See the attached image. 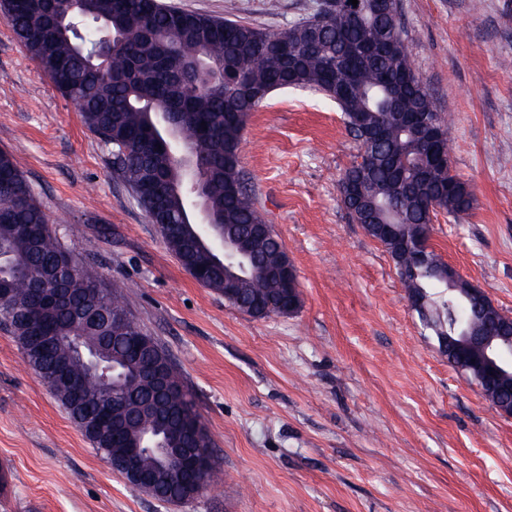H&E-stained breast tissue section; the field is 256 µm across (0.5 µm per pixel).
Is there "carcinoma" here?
<instances>
[{
  "instance_id": "1",
  "label": "carcinoma",
  "mask_w": 512,
  "mask_h": 512,
  "mask_svg": "<svg viewBox=\"0 0 512 512\" xmlns=\"http://www.w3.org/2000/svg\"><path fill=\"white\" fill-rule=\"evenodd\" d=\"M3 20L55 89L81 103L84 125L121 159L119 170L181 265L208 271L206 287L224 292V272L208 251L187 242L196 206L210 215L218 231L254 243L245 269L239 270L243 303L264 318L286 305V289L264 270L281 259L278 239H260L262 217L238 169L237 152L252 112L273 91L292 88L319 92L334 101L360 143L365 165L347 168L344 177L360 182L363 202L348 211L352 221L373 227L372 237L389 252L408 297L426 300L418 310L425 329L448 334V304L457 320H476L473 305L440 279L445 263L433 252L422 260L404 246L427 232L432 214L458 218L475 196L458 180L448 188V172L435 157L450 153L447 124L433 108L420 78L414 89L397 95L392 83L414 74L402 36L399 14L389 0H359L356 10L339 0L280 32H269L228 18L185 12L159 0H28ZM97 24L112 34V52L99 56ZM380 43L383 50L362 55L358 49ZM196 48L200 56L188 54ZM400 112H420L443 127L445 137L431 145L405 131ZM388 225L390 235L377 229ZM69 260L74 273L48 287L61 290L63 302L49 324L60 337L49 346L32 339L30 322L44 316L33 282L41 271ZM83 310L98 315L88 323ZM0 314L10 316L11 333L35 373L48 375L61 361L70 382L53 394L69 417L68 396L84 398L82 412L94 411L102 394L124 401L112 430L91 441L111 463L126 459L127 449L162 440L167 448H192L184 416L195 413L179 373L160 348H138L112 337V318H127L123 296L62 244L50 216L20 170L16 157L0 151ZM99 348L112 364L116 383L106 386L99 370L72 359V340ZM162 368L172 391L158 396L144 375Z\"/></svg>"
}]
</instances>
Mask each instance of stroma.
<instances>
[{
    "label": "stroma",
    "mask_w": 512,
    "mask_h": 512,
    "mask_svg": "<svg viewBox=\"0 0 512 512\" xmlns=\"http://www.w3.org/2000/svg\"><path fill=\"white\" fill-rule=\"evenodd\" d=\"M270 32L320 0H162ZM399 0L415 71L448 116L470 214L431 245L512 316V0ZM0 151L59 238L178 366L220 479L192 500L136 490L78 431L0 323V512H512V417L448 363L384 247L343 207L360 151L336 104L273 91L238 165L297 272V312L252 318L198 285L83 124L0 20Z\"/></svg>",
    "instance_id": "1"
}]
</instances>
